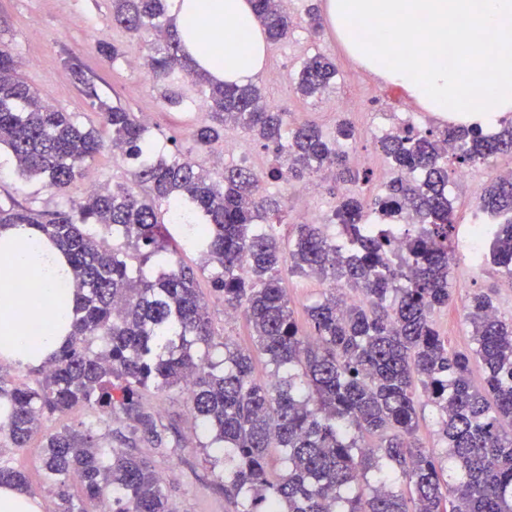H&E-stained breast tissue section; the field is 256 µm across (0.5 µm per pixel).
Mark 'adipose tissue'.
<instances>
[{
  "label": "adipose tissue",
  "mask_w": 512,
  "mask_h": 512,
  "mask_svg": "<svg viewBox=\"0 0 512 512\" xmlns=\"http://www.w3.org/2000/svg\"><path fill=\"white\" fill-rule=\"evenodd\" d=\"M172 29L191 68L243 85L265 62L268 40L252 0H169ZM72 270L34 227L0 229V360L48 361L71 331Z\"/></svg>",
  "instance_id": "obj_1"
}]
</instances>
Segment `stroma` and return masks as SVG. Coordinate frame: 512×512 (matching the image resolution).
<instances>
[{
	"instance_id": "obj_1",
	"label": "stroma",
	"mask_w": 512,
	"mask_h": 512,
	"mask_svg": "<svg viewBox=\"0 0 512 512\" xmlns=\"http://www.w3.org/2000/svg\"><path fill=\"white\" fill-rule=\"evenodd\" d=\"M322 4L323 0H286L285 8L295 17L297 25L288 38L270 44L264 66L254 82L260 87L265 104L287 112L288 124L312 123L326 138L332 139L341 120L351 121L356 128L354 149L375 157L378 174L393 172L391 160L371 135L366 113L349 111L339 115L328 110L322 99H307L294 91V82L304 62L309 57L323 55L336 64L331 92L365 99L378 91L384 98V107L391 111L397 110L403 95L400 88L362 69L331 27L319 32L310 28L307 12L310 7ZM100 39L121 47L122 57L114 62L103 58L96 49ZM1 42L11 47L20 63L21 78L44 102L74 113L82 127L99 130L102 139H110L111 134L102 129L97 107L74 83L64 65L67 57H76L97 77L103 100L135 112L157 144L191 155L210 170L215 180H222L225 169L230 167L253 165L266 172L279 164L273 150L264 148L239 127L234 133L240 140V155L225 156L224 143L220 140L207 148H198L192 134L206 117L205 110L198 107L204 99L200 87L184 72H175L169 82L178 87L182 101L175 107L167 105L162 99L165 84L142 75L147 54L143 39L113 24L111 0H0ZM490 176V167L483 165L469 186L449 187L448 198L456 221L455 236H463L470 206L479 201ZM315 183L319 184L324 199L335 203L331 181L321 174L293 185L283 181L267 183V190L277 193L284 201L277 222L272 226L281 243H289L294 238L299 213L310 203V187ZM6 195L36 210H54L63 204L62 199L53 196L39 180L17 177L9 164L0 166V197ZM452 281L461 285L464 296L480 292L491 294L500 316L512 320V286L497 267L473 274L467 254L459 251L454 255ZM197 286L209 305L216 334L240 347H252L251 328L245 316L233 320L225 317L224 301L214 291L210 277L200 276ZM283 286L294 316L303 328L308 325V307L330 293L327 282L308 276L284 275ZM433 319L449 350L466 351L472 347V328L459 304L437 310ZM145 401L159 422L166 426L167 444L161 452L153 451L144 443L138 444L137 449L150 456L156 471L165 479L174 512H233V505L214 480L204 461L205 453L198 446L203 435L193 425L186 394L173 391L161 396L151 388L145 393ZM87 417L83 410L49 417L27 447L12 456L13 466L26 474L41 512H57V497L45 484L43 434Z\"/></svg>"
}]
</instances>
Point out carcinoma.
<instances>
[{
	"mask_svg": "<svg viewBox=\"0 0 512 512\" xmlns=\"http://www.w3.org/2000/svg\"><path fill=\"white\" fill-rule=\"evenodd\" d=\"M253 7L268 41L288 36L290 22L276 0H253ZM164 12L162 0H112L115 24L151 36L147 64L156 79L180 70L202 86L208 121L193 134L197 146L235 124L283 158L268 180H300L332 159L340 178L359 182L316 126L284 133L285 113L268 108L256 85L215 84L194 72ZM65 65L98 106L112 133L110 150L133 170L130 183L50 213L0 198V227L28 224L45 235L67 258L76 288L71 333L43 379L20 388L0 374V405L8 409L0 432L11 447H25L44 417L78 407L118 409L132 422L131 434L160 447L164 430L146 409L144 390L152 382L158 390L182 388L190 377L191 412L213 433L199 447L214 449L206 458L235 512H512V322L489 316L492 297L475 293L465 314L473 346L451 351L432 320L451 300L455 220L444 146L457 143L459 165L486 164L512 151V118L500 120L494 135L450 126L440 133L410 128L383 140L397 170L421 178L398 176L380 197L351 194L336 202L334 216L355 243L351 250L326 224L296 225L285 250L270 225L258 223L280 202L262 193L253 169H226L217 182L188 156H155L135 113L102 101L77 59ZM18 67L0 46V148L20 175L64 196L103 142L72 113L43 103ZM335 76L331 61L313 56L296 92L319 94ZM183 199L195 223L180 225L182 245L202 254L199 271L214 270L224 308L243 311L271 383L253 375L252 351L215 335L196 272L173 261L177 245L161 211L173 213ZM482 201L491 212L511 211L512 180L491 179ZM406 207L420 227L411 234L410 259L396 264L392 241L360 235L359 219L366 210L392 216ZM493 264L512 288V223L499 226ZM285 270L351 288L368 302L350 305L331 293L309 309L311 329L303 334L281 286ZM476 361L486 373L479 387L471 381ZM425 405L439 413L457 476H443L415 436ZM105 439L89 419L45 435V479L59 490V512H86L84 499L66 491L74 474L85 499L110 491L112 512H172L151 461L105 448ZM273 451L285 464L278 476L267 469ZM1 483L32 492L0 450Z\"/></svg>",
	"mask_w": 512,
	"mask_h": 512,
	"instance_id": "1",
	"label": "carcinoma"
}]
</instances>
